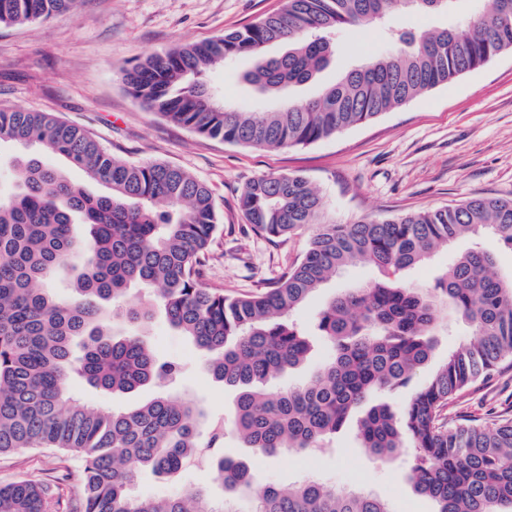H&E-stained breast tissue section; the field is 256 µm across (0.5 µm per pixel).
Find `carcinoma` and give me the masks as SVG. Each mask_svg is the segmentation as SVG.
I'll list each match as a JSON object with an SVG mask.
<instances>
[{
  "instance_id": "1",
  "label": "carcinoma",
  "mask_w": 512,
  "mask_h": 512,
  "mask_svg": "<svg viewBox=\"0 0 512 512\" xmlns=\"http://www.w3.org/2000/svg\"><path fill=\"white\" fill-rule=\"evenodd\" d=\"M451 0H284L283 7L204 42L149 52L122 72L127 92L146 110L197 134L246 147H306L377 119L416 97L512 51V0L459 27L435 28L341 74L313 99L271 112H241L213 93L206 75L237 58L252 68L243 80L263 95L312 83L327 68L336 34L390 23L409 11L432 14ZM76 0H0V26L48 21ZM279 45L278 56L267 54ZM35 144L40 153L11 160L15 188L0 196V454L56 448L82 462L84 512H235L230 497L254 512H390L362 490L338 493L315 479L288 487L259 485L249 463L224 455V417L209 420L194 403L164 393L128 411L73 402L71 383L132 392L180 372L158 358L141 331L156 310L209 354V374L236 391L233 426L244 447L273 456L308 452L340 432L351 413L361 447L379 459L410 449L414 489L437 512H512V418L478 423L448 417L464 390L512 361V275L479 248L458 256L433 287L375 282L345 289L320 311L315 327L330 356L303 384L269 393L267 381L306 362L307 332L289 321L308 296L358 262L414 269L466 235L491 231L512 247V199L476 197L459 204L336 224L305 178L269 175L251 181L239 207L256 232L282 238L314 226L303 257L251 294L206 288L201 269L218 228L211 192L185 169L115 158L86 129L49 112L0 110V143ZM54 155L107 188L89 193L46 164ZM87 234L77 237L74 225ZM78 270L71 294L50 284ZM145 291L136 304L130 287ZM471 327L425 383L441 313ZM126 331L117 336L113 324ZM80 342L82 353L74 355ZM408 390L396 412L378 391ZM211 459L224 498L207 490L136 498L131 485L149 468L172 474ZM41 483L0 485V512H48Z\"/></svg>"
}]
</instances>
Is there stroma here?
Returning a JSON list of instances; mask_svg holds the SVG:
<instances>
[{
	"label": "stroma",
	"instance_id": "obj_1",
	"mask_svg": "<svg viewBox=\"0 0 512 512\" xmlns=\"http://www.w3.org/2000/svg\"><path fill=\"white\" fill-rule=\"evenodd\" d=\"M283 0H78L74 10L50 22L0 28V109L50 112L95 135L114 157L136 163L180 166L211 191L219 217L202 282L230 294L259 291L296 264L312 228L270 239L242 214L238 199L248 182L262 175H299L318 190L326 215L339 224L435 209L477 196L512 199V52L466 73L367 124L303 148L260 150L199 135L145 111L128 94L121 71L143 53L178 43L203 41L241 28L281 8ZM487 0H457L447 12H409L395 26L405 36L453 26L482 10ZM384 29L372 24L342 31L336 53L316 82L291 88L289 99L317 95L338 76L388 51ZM252 62L240 58L210 73L219 99L243 112L278 107L259 95L242 75ZM493 253L501 274H512V249L493 233L462 237L435 252L420 268L390 272L370 264L349 267L316 291L293 318L311 326L335 295L375 281L427 287L453 256L473 244ZM160 357L178 361L182 373L173 396L190 399L214 416L231 417L236 393L216 382L206 357L156 314L145 330ZM81 403L105 410L135 408L156 394L146 386L108 394L79 382L71 386ZM450 416H512V365L460 394ZM357 425L349 423L330 448L315 453L250 455L256 482L288 485L314 478L339 491L362 489L380 497L391 512H436V503L414 492L410 454L384 462L360 448ZM80 463L52 448L0 455V484L29 479L63 490L51 512H80L73 490ZM196 488L218 492L210 463L173 475L144 471L132 492L139 497L181 494Z\"/></svg>",
	"mask_w": 512,
	"mask_h": 512
}]
</instances>
